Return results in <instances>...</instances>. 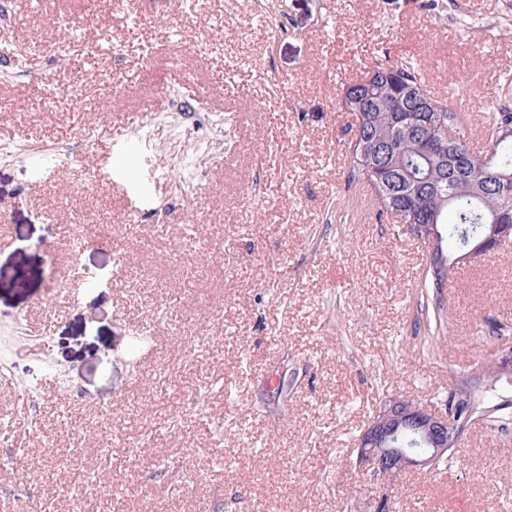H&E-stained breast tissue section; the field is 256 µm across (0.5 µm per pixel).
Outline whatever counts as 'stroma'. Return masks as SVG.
<instances>
[{"instance_id":"1","label":"stroma","mask_w":512,"mask_h":512,"mask_svg":"<svg viewBox=\"0 0 512 512\" xmlns=\"http://www.w3.org/2000/svg\"><path fill=\"white\" fill-rule=\"evenodd\" d=\"M10 0L0 65V512H350L353 443L444 406L512 330V240L455 266L345 187L344 86L411 58L483 115L512 0ZM110 39L98 43L101 31ZM208 92L199 95L196 85ZM111 238L80 254V225ZM287 405L264 410L275 374ZM391 512H512V418L475 422Z\"/></svg>"}]
</instances>
